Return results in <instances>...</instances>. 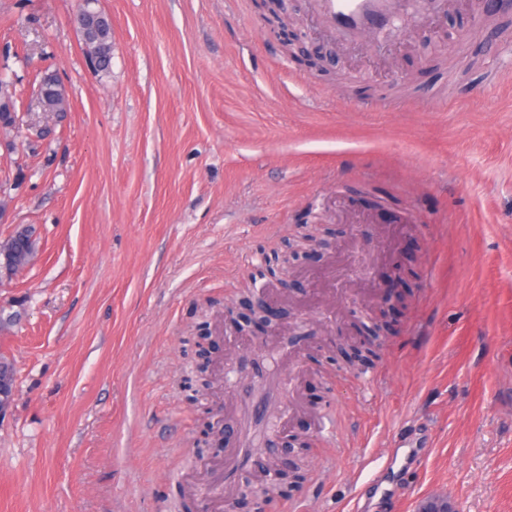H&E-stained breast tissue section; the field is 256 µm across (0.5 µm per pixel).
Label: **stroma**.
<instances>
[{
	"mask_svg": "<svg viewBox=\"0 0 512 512\" xmlns=\"http://www.w3.org/2000/svg\"><path fill=\"white\" fill-rule=\"evenodd\" d=\"M79 3L0 0L18 97L0 244L34 240L0 270V512H220L203 412L234 438L257 363L304 375L287 430L314 466L288 512H352L412 430L424 446L393 512L438 496L512 512V10L450 46L447 16L473 0H430L368 51L296 0L304 47L338 60L321 74L269 35L261 0H99L112 64L96 73ZM45 70L70 104L53 121L33 94ZM303 224L334 225L333 248L289 285L262 275ZM400 261L411 294L380 361L339 369L337 335ZM253 286L278 348L235 327Z\"/></svg>",
	"mask_w": 512,
	"mask_h": 512,
	"instance_id": "35a3bbf8",
	"label": "stroma"
}]
</instances>
